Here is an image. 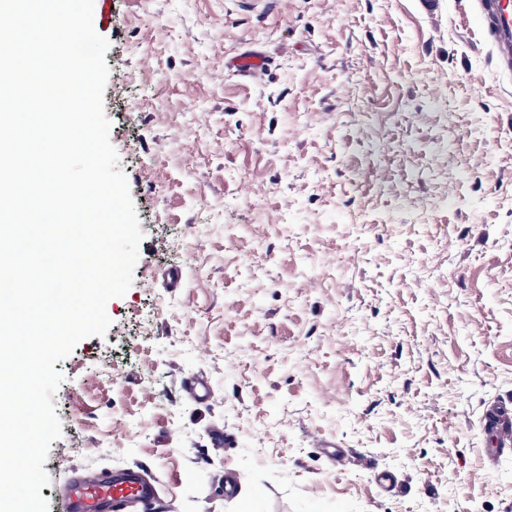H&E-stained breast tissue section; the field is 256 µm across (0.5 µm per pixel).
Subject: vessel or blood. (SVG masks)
Listing matches in <instances>:
<instances>
[{
	"label": "vessel or blood",
	"instance_id": "1",
	"mask_svg": "<svg viewBox=\"0 0 512 512\" xmlns=\"http://www.w3.org/2000/svg\"><path fill=\"white\" fill-rule=\"evenodd\" d=\"M499 62L512 63V0H477ZM482 429L493 439L489 457L512 452V403H501L488 409ZM59 503L60 512H127L135 504L152 508L159 500L157 486L140 471L125 470L120 476L105 481L97 475H72Z\"/></svg>",
	"mask_w": 512,
	"mask_h": 512
}]
</instances>
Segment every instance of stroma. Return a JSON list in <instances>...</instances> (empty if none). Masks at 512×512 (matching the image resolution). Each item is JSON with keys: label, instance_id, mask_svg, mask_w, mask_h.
<instances>
[{"label": "stroma", "instance_id": "1", "mask_svg": "<svg viewBox=\"0 0 512 512\" xmlns=\"http://www.w3.org/2000/svg\"><path fill=\"white\" fill-rule=\"evenodd\" d=\"M94 9L144 238L106 333L55 365L42 496L138 468L157 512H512L481 431L512 400V72L471 0Z\"/></svg>", "mask_w": 512, "mask_h": 512}]
</instances>
